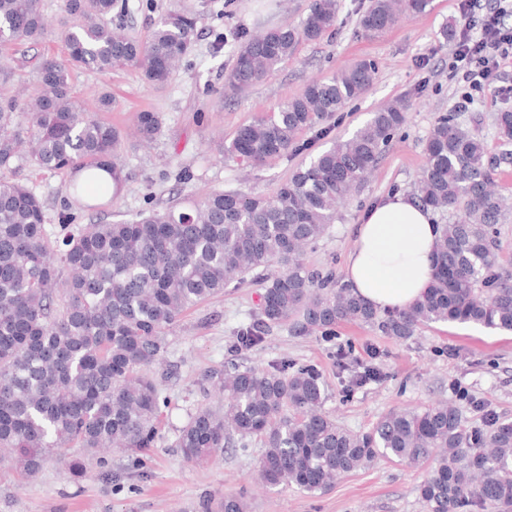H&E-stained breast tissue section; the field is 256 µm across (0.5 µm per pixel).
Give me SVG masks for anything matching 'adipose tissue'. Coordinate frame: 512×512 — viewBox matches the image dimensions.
<instances>
[{
    "mask_svg": "<svg viewBox=\"0 0 512 512\" xmlns=\"http://www.w3.org/2000/svg\"><path fill=\"white\" fill-rule=\"evenodd\" d=\"M433 212L405 193L380 198L364 214L345 280L378 311L405 310L431 285L437 264Z\"/></svg>",
    "mask_w": 512,
    "mask_h": 512,
    "instance_id": "adipose-tissue-1",
    "label": "adipose tissue"
}]
</instances>
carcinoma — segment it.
<instances>
[{
  "mask_svg": "<svg viewBox=\"0 0 512 512\" xmlns=\"http://www.w3.org/2000/svg\"><path fill=\"white\" fill-rule=\"evenodd\" d=\"M42 0H0V48L38 44L48 31ZM431 0H372L362 30L382 34L402 13H425ZM114 0H63L61 55L42 57L25 102L13 94L14 57L0 55V450L24 478L48 457L84 475L106 448L131 454L155 447L161 387L151 375L169 349V332L190 308L259 280L257 320L235 346H260L267 329L292 321L303 334L333 336L343 323L369 325L400 340L422 326L461 323L512 331V269L505 265L498 225L509 209L492 189L493 173L512 152L490 154L452 113L436 117L426 163L412 196L439 224L437 273L423 298L405 311L380 312L329 270L305 266V250L324 236L339 207L377 166L409 107L399 100L372 113L352 136L297 165L274 194L213 190L117 224H87L53 238L41 199L19 178L23 165L61 173L67 201L90 187L114 194L123 185L117 162L121 133L89 110L70 82L75 70L108 74L132 65L146 81L166 85L192 51L199 18L188 10L161 16L141 38L112 22ZM339 0H311L299 27L240 41L224 73V91L242 93L291 58L301 40L317 41L334 24ZM376 76L358 60L310 82L277 110L241 124L225 153L260 166L301 151L297 137L363 95ZM159 113L142 111L138 137L159 133ZM498 136L512 143V110L494 116ZM224 404L188 416L175 447L202 461L236 442L260 441L256 474L271 487L325 492L336 478L376 459L424 470L419 486L427 512H512V422L469 431L459 410L437 403L382 416L354 433L321 410V377L281 361L222 373ZM70 448L82 455L66 458ZM220 512H247L227 493Z\"/></svg>",
  "mask_w": 512,
  "mask_h": 512,
  "instance_id": "obj_1",
  "label": "carcinoma"
}]
</instances>
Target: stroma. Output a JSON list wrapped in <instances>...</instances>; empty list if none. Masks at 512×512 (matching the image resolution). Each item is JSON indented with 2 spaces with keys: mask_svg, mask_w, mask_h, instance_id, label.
I'll return each mask as SVG.
<instances>
[{
  "mask_svg": "<svg viewBox=\"0 0 512 512\" xmlns=\"http://www.w3.org/2000/svg\"><path fill=\"white\" fill-rule=\"evenodd\" d=\"M59 2L43 0L45 39L34 46L18 45L15 89L33 87L40 55L62 52ZM308 6L309 0H128L123 22L143 38L161 14L194 11L199 17L195 46L162 87L147 82L133 66L105 76L74 73L73 89L87 106H94L99 92L111 95L112 108L102 117L123 135L119 160L127 176L118 195L98 198L95 209L76 211L74 226L131 221L147 210L214 189L272 193L294 167L331 140L347 138L372 112L391 101L411 99L406 121L374 174L340 207L336 222L305 255L310 269L344 273L365 210L384 195L410 191L426 162V141L436 116L453 111L459 92L448 79L452 44L441 31L457 29L460 17L456 0H433L427 13L401 18L381 36L368 37L359 19L370 0H341L335 25L320 40L300 42L295 55L263 83L225 95L224 72L233 63L238 39L300 26ZM361 59L376 64L375 80L363 96L328 119V138L305 132L301 139L307 152L256 168L225 156L224 145L240 124L273 110L312 79ZM507 109H512V98L491 95L459 113L458 120L495 153L501 142L493 116ZM143 110L162 118L159 133L148 144L132 134L135 116ZM182 168L189 170L190 180L176 179ZM20 175L44 204L48 233L62 235L61 176L27 167ZM262 291L256 282L226 288L223 295L188 310L173 328L168 352L154 368L169 403L162 409L157 446L143 460L107 449L105 466H90L77 481L55 458L25 481L10 459L0 460V512H209L225 493L240 491L247 496L249 512H426L418 490L421 472L385 459L345 474L330 490L315 494L259 484L257 441L245 450L218 451L204 464L185 460L174 444L178 430L196 407L219 402L217 374L235 365L265 367L285 360L297 368H316L324 388L323 411L355 433L368 431L391 410H421L438 401L454 405L474 429L484 428L491 415L512 422V333L438 323L397 340L367 325L342 324L335 336L326 338L296 335L285 324L271 328L260 347L237 349L236 332L255 321ZM340 348L346 352L342 361L336 357ZM367 367L378 369V379L355 383L357 373Z\"/></svg>",
  "mask_w": 512,
  "mask_h": 512,
  "instance_id": "35a3bbf8",
  "label": "stroma"
}]
</instances>
